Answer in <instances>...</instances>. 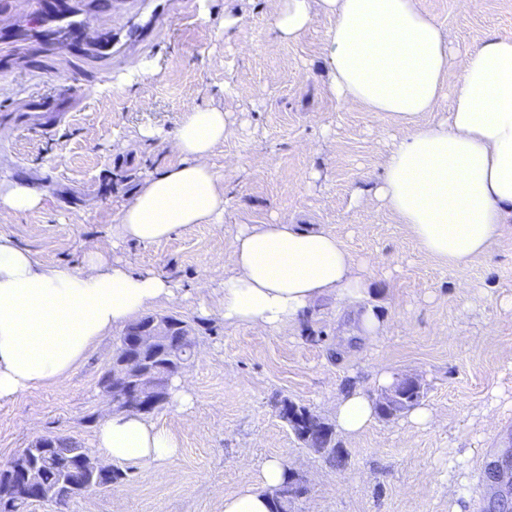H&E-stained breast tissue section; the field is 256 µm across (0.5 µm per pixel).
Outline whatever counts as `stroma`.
<instances>
[{
    "label": "stroma",
    "mask_w": 512,
    "mask_h": 512,
    "mask_svg": "<svg viewBox=\"0 0 512 512\" xmlns=\"http://www.w3.org/2000/svg\"><path fill=\"white\" fill-rule=\"evenodd\" d=\"M70 19L47 26L32 0H0V181L27 179L45 193L41 208L6 219L0 232L40 261L80 269L87 250L112 239L131 193L177 160L162 138L185 107L223 106L235 132L215 151L216 168L238 169L225 190L224 221L187 224L161 243L115 241V259L162 273L180 286L161 305L183 316L196 340L184 370L194 404L163 405L148 419L181 444L156 468L124 464L128 476L89 490L66 512H224V498L255 482L254 465L280 457L307 486L291 512H489L512 498V480L491 485L489 463L512 454V231L487 254L451 267L420 251L407 225L382 209L373 188L397 127L389 116L336 101L327 89L318 16L292 42L278 39L279 0H186L151 27L159 0H67ZM453 45L496 33L512 37V0H419ZM243 28L223 29L225 13ZM81 18V41L70 35ZM144 24L139 39L128 28ZM150 71L131 79L134 64ZM87 91L64 123L43 134L18 122L28 95ZM145 128L158 130L142 137ZM298 224L330 231L371 263L367 303L385 324L366 343L349 312L330 299L285 333L225 324L217 295L202 287L216 259L230 261L244 224ZM113 240V239H112ZM208 305L201 313L200 305ZM116 334L99 340L64 384L0 404V466L47 434L96 452L111 405L98 380ZM418 378L436 425L407 414L376 419L330 466L303 447L279 417L285 398L331 419L336 398L370 382L377 364Z\"/></svg>",
    "instance_id": "stroma-1"
}]
</instances>
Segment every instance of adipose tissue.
<instances>
[{
	"mask_svg": "<svg viewBox=\"0 0 512 512\" xmlns=\"http://www.w3.org/2000/svg\"><path fill=\"white\" fill-rule=\"evenodd\" d=\"M321 14L333 19L323 50L329 92L339 103L385 113L403 131L385 154L376 201L408 226L422 252L448 266L486 254L512 223V38L491 34L456 52L418 0H281L273 26L292 41ZM444 99L445 117L419 123ZM230 132L222 107L188 105L166 135L177 162L136 189L119 214L117 237L153 245L186 224L223 223L224 189L236 172L216 170L210 159ZM43 202L30 181L0 185L1 218ZM177 290L171 278L133 270L101 244L74 270L43 264L0 234V402L63 382L102 337ZM219 290L230 325L282 332L332 298L353 312L361 338L383 330L373 311L358 309L370 293L366 262L323 229L242 225ZM391 382L389 370L376 367L372 387ZM372 387L337 397L334 424L344 435L374 424ZM96 440L105 461L148 468L181 448L173 434L126 411L105 419ZM286 476L279 458L263 460L254 485L225 497L224 512H272Z\"/></svg>",
	"mask_w": 512,
	"mask_h": 512,
	"instance_id": "adipose-tissue-1",
	"label": "adipose tissue"
}]
</instances>
